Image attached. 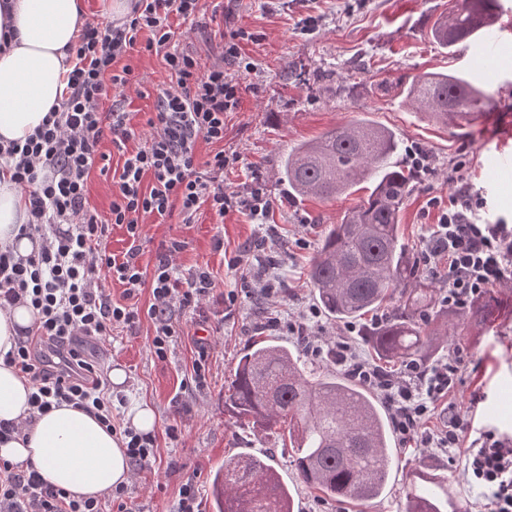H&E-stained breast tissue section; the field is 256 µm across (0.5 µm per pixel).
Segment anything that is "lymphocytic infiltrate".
I'll list each match as a JSON object with an SVG mask.
<instances>
[{
  "instance_id": "obj_1",
  "label": "lymphocytic infiltrate",
  "mask_w": 512,
  "mask_h": 512,
  "mask_svg": "<svg viewBox=\"0 0 512 512\" xmlns=\"http://www.w3.org/2000/svg\"><path fill=\"white\" fill-rule=\"evenodd\" d=\"M199 10V0H132L120 20L83 24L60 103L25 143L0 146V167L10 171L29 213L20 232L40 241L38 251L25 257L0 252V309L27 303L38 315L7 360L28 378L33 409L43 412L66 402L93 414L120 434L129 460L141 469L156 459V437L115 422L105 364L91 359L88 349L108 342L115 329L134 326L142 312L112 302L96 275L111 273L130 295L150 282L153 302L144 313L155 326L152 350L160 359L182 332L178 313L213 295L207 268L179 275L174 264L184 247L179 239L161 243L151 274L139 265L142 216L163 219L177 209L188 223L201 206L221 216L236 204L214 179L228 164L223 152L201 166L196 145L223 142L224 116L240 106L245 88L235 69L243 64V34L236 31L225 40L222 62L202 67L195 55L178 50L170 23L174 17L194 19ZM135 49L162 57L170 85L159 92L146 121L150 134L144 146L131 151L127 144L137 130L125 113L104 111L103 105L114 87L127 85L131 70L118 63ZM106 136L124 161L112 182L109 210L102 214L91 207L86 182ZM481 204L473 186L460 185L421 252L429 269L447 261L444 302L452 309L512 278V225L481 223ZM115 224L124 225L131 240L120 258L104 247ZM336 359L384 392L394 427L409 444L418 443L420 424L437 400L453 391L463 362L457 353L430 368L407 365L404 375L394 378L360 360L346 336L336 343ZM471 429L469 414L449 407L436 445L464 447V471L470 483L485 490L486 512H512V440L482 428L462 446L463 433ZM124 496L119 486L102 497L77 500L44 485L35 468L0 462V512H127Z\"/></svg>"
}]
</instances>
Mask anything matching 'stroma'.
<instances>
[{
    "mask_svg": "<svg viewBox=\"0 0 512 512\" xmlns=\"http://www.w3.org/2000/svg\"><path fill=\"white\" fill-rule=\"evenodd\" d=\"M452 0H201L194 22L173 19L179 49L195 54L201 64L221 61L223 36L244 29L241 53L251 69L243 73L247 90L238 111L224 118L223 144L199 142V160L217 151L230 157L224 169V190L245 196L262 174L274 208L263 219L237 209L217 217L201 207L193 223L173 212L165 221L143 217V268H152L161 241L175 237L185 243L176 265L181 274L208 267L224 304L203 301L197 310L180 313L183 333L172 342L165 359L151 350L155 334L148 317L115 332L96 353L121 368L126 380L113 387L123 399L118 418H126L139 402L153 406L158 422V455L152 466L133 472L125 489L130 512H175L179 488L195 476L202 512H215L213 479L226 459L241 453L268 458L291 490L297 512H403L408 472L432 467L447 476L448 486L466 512H480L484 491L463 477L464 461L455 448L397 447L387 493L361 503L317 496L297 478L287 427L261 432L232 415L224 395L245 349L256 337H272L296 345L290 318L312 314V326L324 348L336 345L346 326L319 312L309 283V260L324 230L368 194L367 189L322 201H291L278 180L280 159L292 146L311 140L328 128L365 118L393 130L403 145L399 161L418 148L429 166L417 171L413 190L400 213L401 235L413 257L424 244L456 190V179L482 189L489 222L512 224V169L501 174L497 189L485 181L487 159L499 153L512 159V0L494 32L508 42L506 68L489 71L479 61L437 46L429 35L436 16ZM132 70L131 90L113 92L106 109L130 113L144 130L160 90L170 85L161 57L132 53L124 60ZM455 71L489 97L486 120L467 131L435 125L404 102L396 84L424 72ZM388 90H380L381 81ZM99 151L104 169H92L88 180L91 206L107 211L112 199L111 172L121 162L110 140ZM246 254L253 268L267 257L278 262L280 285L274 295L258 297L242 287L245 272L227 264L228 257ZM491 296L502 306L490 327L466 329L461 310L448 312V339L433 352L438 363L460 350L466 355L459 381L438 414L423 423L424 434H438L441 413L448 406L470 411L479 425L512 438V281L495 286ZM206 350L208 370L202 383L191 378L199 350ZM177 425L170 438L165 429Z\"/></svg>",
    "mask_w": 512,
    "mask_h": 512,
    "instance_id": "stroma-1",
    "label": "stroma"
}]
</instances>
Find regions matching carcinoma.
Returning <instances> with one entry per match:
<instances>
[{
    "mask_svg": "<svg viewBox=\"0 0 512 512\" xmlns=\"http://www.w3.org/2000/svg\"><path fill=\"white\" fill-rule=\"evenodd\" d=\"M500 0H454L432 22L430 35L450 50L493 26ZM415 111L445 127L466 129L485 112L487 95L457 72H430L403 85ZM400 141L367 119L333 127L295 146L279 175L295 198L330 200L372 183L366 199L330 225L315 250L309 278L320 308L341 322H358L398 300L393 313L368 329L369 344L386 362L425 363L438 332L448 326L436 289L418 280L400 234L399 216L412 188L411 171L393 162ZM500 305L485 300L469 319L490 326ZM224 406L252 425H288L298 478L338 500L381 496L395 459L390 422L370 386L351 375L308 371L297 349L271 340L252 342L240 358ZM217 512H294L292 497L274 467L248 454L231 458L216 473ZM404 512H459L448 507V486L409 482Z\"/></svg>",
    "mask_w": 512,
    "mask_h": 512,
    "instance_id": "cac0c4a2",
    "label": "carcinoma"
}]
</instances>
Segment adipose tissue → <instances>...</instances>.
<instances>
[{
    "label": "adipose tissue",
    "mask_w": 512,
    "mask_h": 512,
    "mask_svg": "<svg viewBox=\"0 0 512 512\" xmlns=\"http://www.w3.org/2000/svg\"><path fill=\"white\" fill-rule=\"evenodd\" d=\"M0 30L13 35L0 50V142L25 141L60 101L72 69L68 61L84 23L80 0H6ZM28 214L21 192L0 181V251L26 256L37 244L19 233ZM35 321L31 306L0 311V422L33 418L26 437L1 443L0 461L34 466L45 483L70 496L97 498L131 477L120 436L85 411L64 403L39 415L28 404L31 385L4 362L21 329Z\"/></svg>",
    "instance_id": "1"
}]
</instances>
